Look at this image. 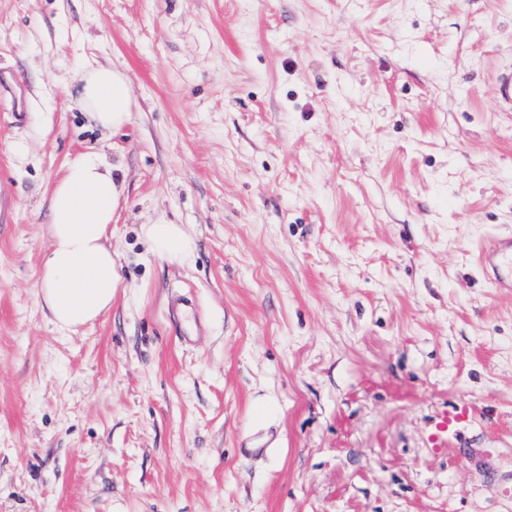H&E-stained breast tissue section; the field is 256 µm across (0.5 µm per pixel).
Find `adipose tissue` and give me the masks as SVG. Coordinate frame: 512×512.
I'll list each match as a JSON object with an SVG mask.
<instances>
[{"label":"adipose tissue","mask_w":512,"mask_h":512,"mask_svg":"<svg viewBox=\"0 0 512 512\" xmlns=\"http://www.w3.org/2000/svg\"><path fill=\"white\" fill-rule=\"evenodd\" d=\"M73 87L78 109L95 127L118 131L129 123L134 101L120 67H81ZM123 191L114 166L97 151L68 162L53 188L40 296L58 328L76 330L112 305L120 279L109 230ZM141 233L156 258L180 266L192 263L195 241L182 225L145 224Z\"/></svg>","instance_id":"obj_1"}]
</instances>
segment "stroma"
Returning <instances> with one entry per match:
<instances>
[{"label": "stroma", "mask_w": 512, "mask_h": 512, "mask_svg": "<svg viewBox=\"0 0 512 512\" xmlns=\"http://www.w3.org/2000/svg\"><path fill=\"white\" fill-rule=\"evenodd\" d=\"M506 66L512 0H0V512H512ZM90 149L120 286L63 331L48 201ZM77 108L95 128L119 131L126 126L134 108L128 78L115 65H88L73 77ZM141 233L156 258L180 266L190 265L194 260L195 241L182 225L144 224ZM478 261L495 288L512 292V236L488 241L481 248ZM468 419L467 407L462 405L447 411L441 417L437 425V433L434 435L433 442L437 450H445L448 447V437L452 435L461 423Z\"/></svg>", "instance_id": "stroma-1"}]
</instances>
